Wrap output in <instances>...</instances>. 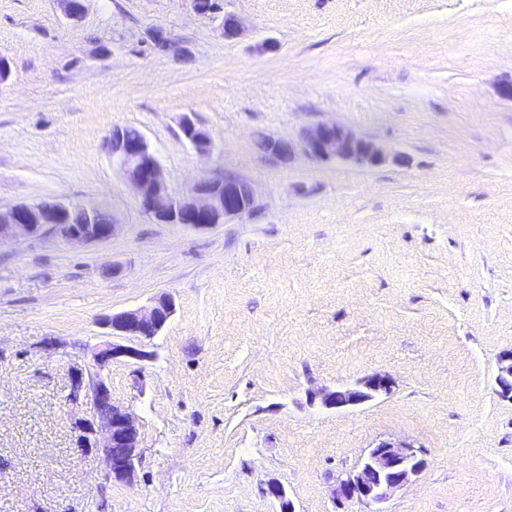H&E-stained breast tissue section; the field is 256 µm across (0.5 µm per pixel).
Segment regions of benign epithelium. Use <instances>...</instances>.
<instances>
[{
	"mask_svg": "<svg viewBox=\"0 0 512 512\" xmlns=\"http://www.w3.org/2000/svg\"><path fill=\"white\" fill-rule=\"evenodd\" d=\"M223 35L234 40L241 34V23L233 14L224 15ZM184 138L200 154L213 149L210 134L184 115L180 119ZM264 153L275 163L289 164L303 154L315 160L352 161L374 167L390 158L388 148L354 134L330 122L317 123L288 142L268 137ZM113 167L134 191L140 206L159 224H182L197 228L224 224L256 208L253 186L231 174L221 178H201L184 195L176 196L168 188L160 161L144 138L132 142L121 128L114 127L109 136ZM117 230L115 220L100 223L98 211L86 204H64L57 200L38 204L0 207V243L50 233L73 244L104 242ZM175 311L172 297L162 294L148 307L112 313L102 319L110 336H123L136 341L133 347L103 341L88 348L87 365L70 370V388L66 405L71 413V437L75 448L83 454L100 453L107 462V482L134 481L141 457L140 427L135 416L112 400V387L105 371L119 358L145 360L152 354L143 350L164 329ZM497 384L503 396L512 395V354L506 355L498 368ZM392 381L384 375H372L352 386L334 391H319L315 396L324 407H353L388 394ZM425 467V460L409 443L382 439L369 448L359 465L336 479L334 500L341 506L358 500L367 512H382L379 505L392 493L409 484ZM264 493L279 503V512H295L285 499L280 485L269 482Z\"/></svg>",
	"mask_w": 512,
	"mask_h": 512,
	"instance_id": "1",
	"label": "benign epithelium"
}]
</instances>
